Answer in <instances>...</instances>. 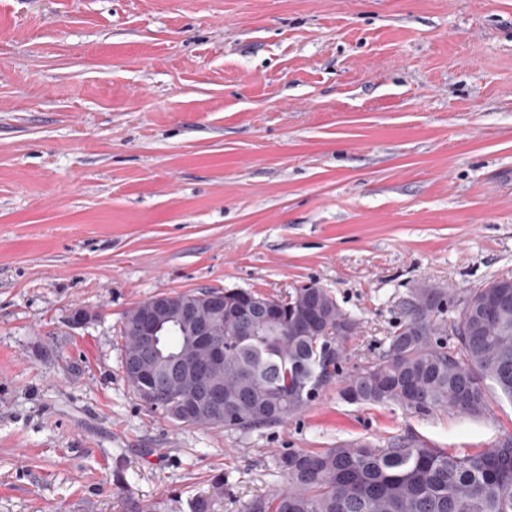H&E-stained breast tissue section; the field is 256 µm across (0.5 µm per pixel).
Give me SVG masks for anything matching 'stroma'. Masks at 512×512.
I'll return each mask as SVG.
<instances>
[{"label": "stroma", "instance_id": "obj_1", "mask_svg": "<svg viewBox=\"0 0 512 512\" xmlns=\"http://www.w3.org/2000/svg\"><path fill=\"white\" fill-rule=\"evenodd\" d=\"M495 278L512 0H0V512H243L288 451L492 447L512 403L418 415L336 382L277 425L178 424L128 386L121 329L160 294L313 284L359 325L350 372L417 289Z\"/></svg>", "mask_w": 512, "mask_h": 512}]
</instances>
